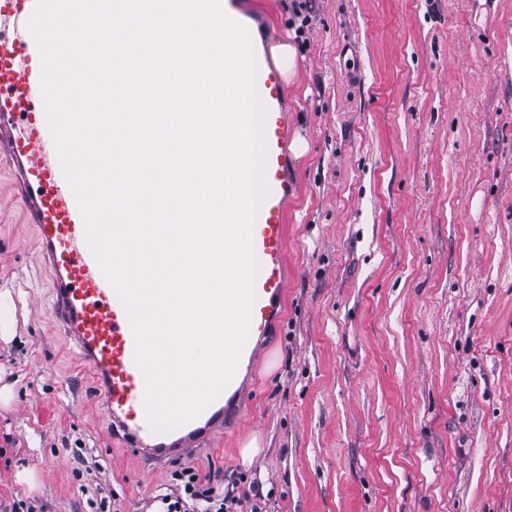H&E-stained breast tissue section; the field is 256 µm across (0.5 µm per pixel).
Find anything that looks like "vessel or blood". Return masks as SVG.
Segmentation results:
<instances>
[{"label":"vessel or blood","mask_w":512,"mask_h":512,"mask_svg":"<svg viewBox=\"0 0 512 512\" xmlns=\"http://www.w3.org/2000/svg\"><path fill=\"white\" fill-rule=\"evenodd\" d=\"M36 4L37 0H0V157L13 166L26 221L36 227L62 333L89 369L113 431L123 433L139 454L165 464L195 448L203 437L223 430L224 401L214 400L196 419L168 432L153 431L147 423L145 381L135 363L128 316L86 244L84 222L46 122L41 55L27 30ZM220 5L248 34L263 30L264 18L247 15L240 0H220ZM254 62L255 89L265 109L266 195L251 230L258 265L248 324L252 339L269 334L277 302L287 288L288 204L299 192L291 174L282 77L264 54H255Z\"/></svg>","instance_id":"b4317fda"}]
</instances>
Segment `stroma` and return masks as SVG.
Segmentation results:
<instances>
[{
	"label": "stroma",
	"mask_w": 512,
	"mask_h": 512,
	"mask_svg": "<svg viewBox=\"0 0 512 512\" xmlns=\"http://www.w3.org/2000/svg\"><path fill=\"white\" fill-rule=\"evenodd\" d=\"M284 82L300 192L281 318L244 418L187 465L262 512H512V0H251ZM0 160V496L149 512L178 462L110 437L54 329L52 281ZM259 450L242 464L249 439ZM35 470L37 484L16 479ZM270 52L282 73L292 76L296 69L295 48L289 43L281 42L271 46Z\"/></svg>",
	"instance_id": "35a3bbf8"
}]
</instances>
